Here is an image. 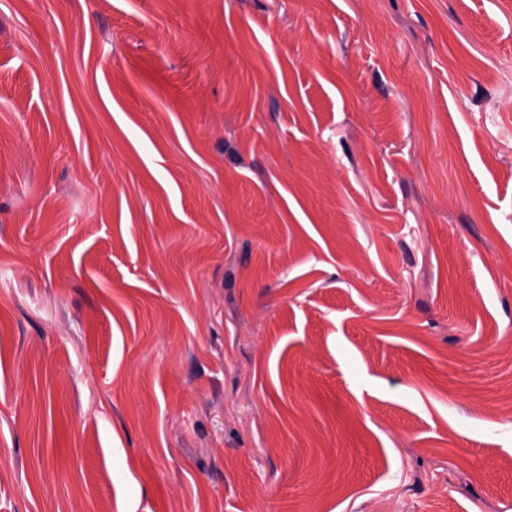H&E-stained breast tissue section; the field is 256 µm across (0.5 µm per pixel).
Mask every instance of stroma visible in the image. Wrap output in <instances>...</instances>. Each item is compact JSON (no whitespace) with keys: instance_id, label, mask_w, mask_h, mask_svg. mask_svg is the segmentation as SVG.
<instances>
[{"instance_id":"35a3bbf8","label":"stroma","mask_w":512,"mask_h":512,"mask_svg":"<svg viewBox=\"0 0 512 512\" xmlns=\"http://www.w3.org/2000/svg\"><path fill=\"white\" fill-rule=\"evenodd\" d=\"M0 512H512V0H0Z\"/></svg>"}]
</instances>
